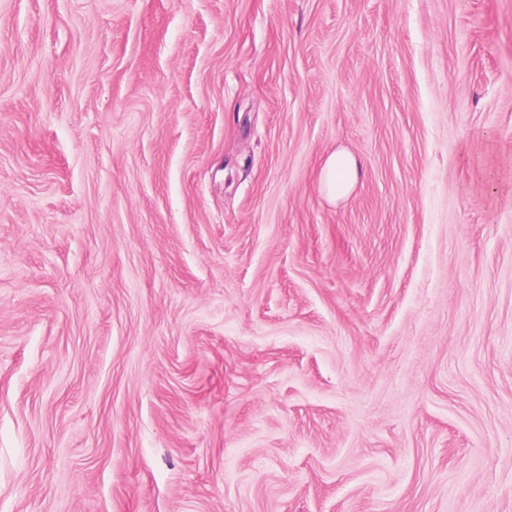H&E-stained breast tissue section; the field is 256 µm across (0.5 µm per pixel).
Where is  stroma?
<instances>
[{"label": "stroma", "mask_w": 512, "mask_h": 512, "mask_svg": "<svg viewBox=\"0 0 512 512\" xmlns=\"http://www.w3.org/2000/svg\"><path fill=\"white\" fill-rule=\"evenodd\" d=\"M0 512H512V0H0ZM359 175L357 159L343 151L330 154L320 169V188L331 200L346 197L355 186Z\"/></svg>", "instance_id": "35a3bbf8"}]
</instances>
